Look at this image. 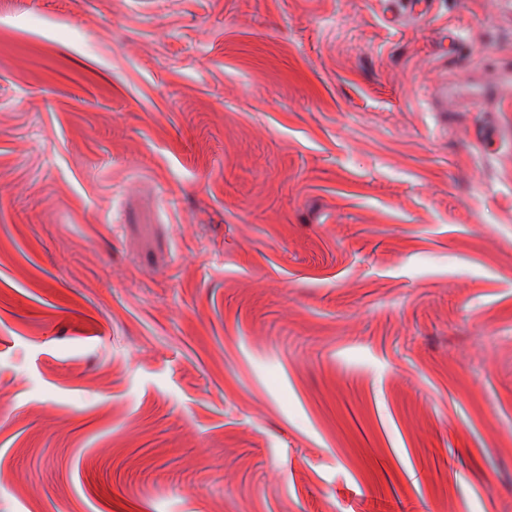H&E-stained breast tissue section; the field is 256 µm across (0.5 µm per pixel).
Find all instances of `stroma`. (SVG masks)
Returning a JSON list of instances; mask_svg holds the SVG:
<instances>
[{
	"instance_id": "obj_1",
	"label": "stroma",
	"mask_w": 512,
	"mask_h": 512,
	"mask_svg": "<svg viewBox=\"0 0 512 512\" xmlns=\"http://www.w3.org/2000/svg\"><path fill=\"white\" fill-rule=\"evenodd\" d=\"M26 2L0 512H512V0Z\"/></svg>"
}]
</instances>
